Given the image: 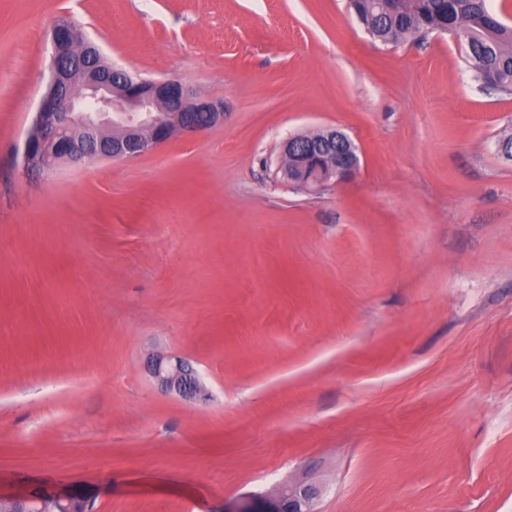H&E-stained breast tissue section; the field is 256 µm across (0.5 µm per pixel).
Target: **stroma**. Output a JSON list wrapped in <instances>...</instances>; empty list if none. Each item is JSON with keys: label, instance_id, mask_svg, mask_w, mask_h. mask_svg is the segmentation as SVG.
<instances>
[{"label": "stroma", "instance_id": "obj_1", "mask_svg": "<svg viewBox=\"0 0 512 512\" xmlns=\"http://www.w3.org/2000/svg\"><path fill=\"white\" fill-rule=\"evenodd\" d=\"M224 105L133 159L25 173L50 30ZM346 132L311 196L284 142ZM512 93L347 0H0V495L221 512H512ZM179 356L206 398L161 390ZM322 489L312 483H288L267 496L243 497L224 504V512H316Z\"/></svg>", "mask_w": 512, "mask_h": 512}]
</instances>
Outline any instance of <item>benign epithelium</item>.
<instances>
[{
	"instance_id": "7a95c632",
	"label": "benign epithelium",
	"mask_w": 512,
	"mask_h": 512,
	"mask_svg": "<svg viewBox=\"0 0 512 512\" xmlns=\"http://www.w3.org/2000/svg\"><path fill=\"white\" fill-rule=\"evenodd\" d=\"M87 56L90 63L73 71L62 54ZM198 111L211 114L212 125L224 124V105L197 96L175 78L145 79L108 63L100 45L68 22L51 34L50 78L32 126L22 145L23 168L51 172L62 162L87 158L131 159L167 142L175 133L204 127L192 120ZM360 159L350 138L330 129L317 138L297 136L283 145L281 168L289 181L310 194L331 181H343L359 169ZM150 373L165 392L185 400L203 393L200 377L185 360L168 356L151 362ZM322 489L294 482L267 496L243 497L224 504V512H316ZM49 500L69 504L71 494L49 489Z\"/></svg>"
}]
</instances>
